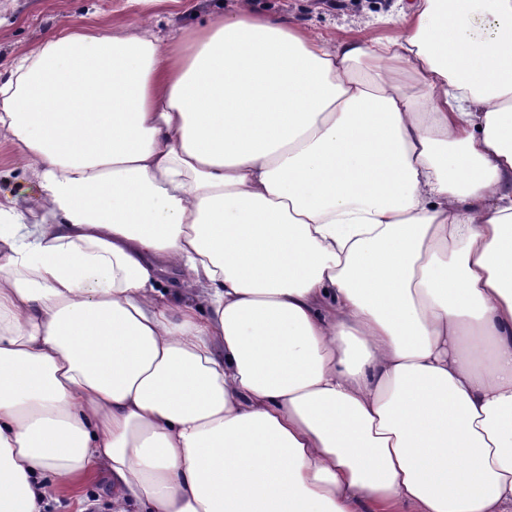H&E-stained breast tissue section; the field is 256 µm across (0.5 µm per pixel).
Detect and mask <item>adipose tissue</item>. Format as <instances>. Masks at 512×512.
Returning a JSON list of instances; mask_svg holds the SVG:
<instances>
[{
    "mask_svg": "<svg viewBox=\"0 0 512 512\" xmlns=\"http://www.w3.org/2000/svg\"><path fill=\"white\" fill-rule=\"evenodd\" d=\"M395 23L238 0L17 58L0 512L99 469L110 512H512V0ZM396 0H252L257 11L286 17L298 25L310 28L326 39L365 38L372 33L387 32L393 23H384L393 13ZM369 13L376 23L368 28H357L354 17ZM16 196L31 204L37 200L39 188L19 163L11 142L0 138V196Z\"/></svg>",
    "mask_w": 512,
    "mask_h": 512,
    "instance_id": "ef3b65f1",
    "label": "adipose tissue"
}]
</instances>
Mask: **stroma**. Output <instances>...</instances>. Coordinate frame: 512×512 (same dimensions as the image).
<instances>
[{"mask_svg": "<svg viewBox=\"0 0 512 512\" xmlns=\"http://www.w3.org/2000/svg\"><path fill=\"white\" fill-rule=\"evenodd\" d=\"M257 11L286 17L327 39L367 37L369 31L387 32V17L396 0H251ZM236 0H151L132 5L128 0H0V77H7L14 60L48 39L59 27L90 24L104 33L149 27L166 32L174 26H192L234 10ZM367 13L375 24L362 30L356 15ZM35 202L37 184L19 163L11 142L0 138V196ZM112 479L106 471L93 473L82 485L59 482L43 512H79L94 507L110 512Z\"/></svg>", "mask_w": 512, "mask_h": 512, "instance_id": "stroma-1", "label": "stroma"}]
</instances>
